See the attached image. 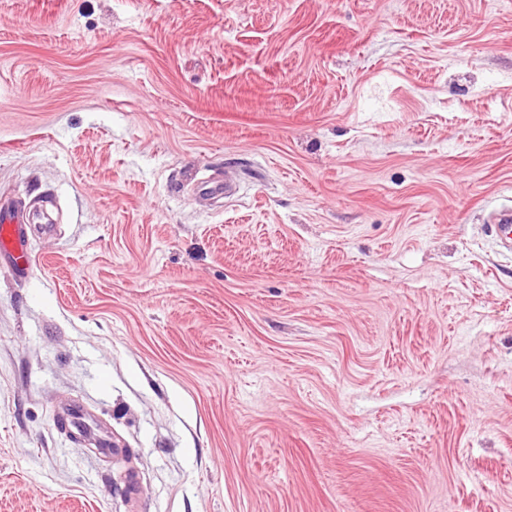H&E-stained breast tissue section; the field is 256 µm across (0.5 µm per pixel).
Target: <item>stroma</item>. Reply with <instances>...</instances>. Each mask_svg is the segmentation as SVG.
<instances>
[{
    "instance_id": "obj_1",
    "label": "stroma",
    "mask_w": 512,
    "mask_h": 512,
    "mask_svg": "<svg viewBox=\"0 0 512 512\" xmlns=\"http://www.w3.org/2000/svg\"><path fill=\"white\" fill-rule=\"evenodd\" d=\"M38 200L0 512H512V0H0Z\"/></svg>"
}]
</instances>
